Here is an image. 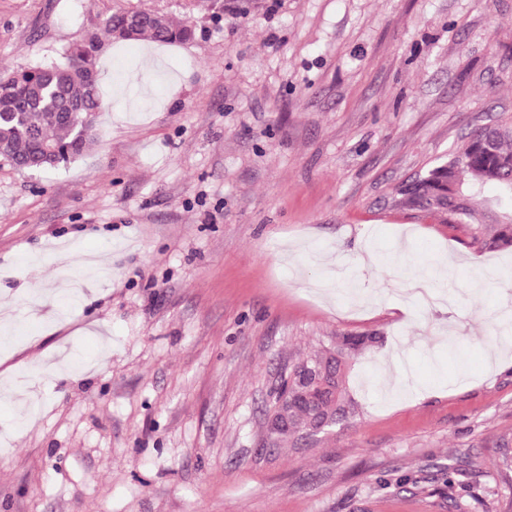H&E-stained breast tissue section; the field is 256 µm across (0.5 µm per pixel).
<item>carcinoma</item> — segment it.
Segmentation results:
<instances>
[{
  "mask_svg": "<svg viewBox=\"0 0 512 512\" xmlns=\"http://www.w3.org/2000/svg\"><path fill=\"white\" fill-rule=\"evenodd\" d=\"M133 12L116 11L103 23L102 33L88 32L62 53L53 66L33 65L0 71V158L24 170L66 166L84 155L98 135L94 115L108 103L100 95L97 60L103 38L113 41L149 40L172 44L190 40L194 29L186 20L153 13L135 23ZM494 186L512 200V117L474 132L462 149L395 190L397 206L433 215L443 224L461 225L484 250L512 248V217L487 223L480 212L484 189ZM381 341L372 335L342 336L336 341V363L328 372L343 381L354 354ZM288 402L293 428L263 432L259 454L272 456L283 448L301 447L297 431L316 416L335 411L330 400L313 401L301 393L295 378L281 379L271 394L266 416Z\"/></svg>",
  "mask_w": 512,
  "mask_h": 512,
  "instance_id": "1",
  "label": "carcinoma"
}]
</instances>
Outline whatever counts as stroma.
<instances>
[{"label":"stroma","mask_w":512,"mask_h":512,"mask_svg":"<svg viewBox=\"0 0 512 512\" xmlns=\"http://www.w3.org/2000/svg\"><path fill=\"white\" fill-rule=\"evenodd\" d=\"M0 0V69L60 61L119 10L189 20L192 40L108 47L99 143L27 171L0 160V512H512V351L492 315L512 267L392 202L402 181L512 114V0ZM110 287L53 307L49 252L90 247ZM411 251L453 262L449 309L392 295L352 311ZM355 416L256 461L283 366L338 336ZM406 347L410 390L374 375ZM80 375L36 372L62 350ZM463 466L447 478L449 458ZM380 341L381 336L372 335L342 336L336 341V363L330 365L327 370L330 373H335L336 377L340 380V396L338 400H344L347 407L341 421L353 417L355 413V402L351 398L346 397L343 385L346 375L351 369L349 360L357 351L374 346Z\"/></svg>","instance_id":"1"}]
</instances>
